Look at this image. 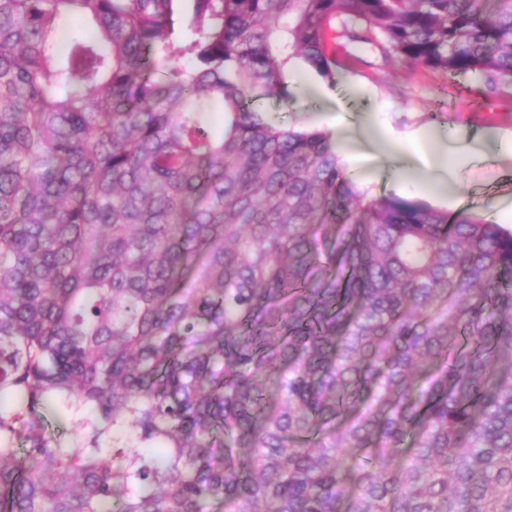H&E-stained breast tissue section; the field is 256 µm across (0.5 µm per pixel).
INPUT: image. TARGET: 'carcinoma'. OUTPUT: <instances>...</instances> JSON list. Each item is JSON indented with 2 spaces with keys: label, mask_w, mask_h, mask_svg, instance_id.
<instances>
[{
  "label": "carcinoma",
  "mask_w": 512,
  "mask_h": 512,
  "mask_svg": "<svg viewBox=\"0 0 512 512\" xmlns=\"http://www.w3.org/2000/svg\"><path fill=\"white\" fill-rule=\"evenodd\" d=\"M348 23L512 98V0H0V512H512V229L253 107Z\"/></svg>",
  "instance_id": "obj_1"
}]
</instances>
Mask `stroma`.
Returning <instances> with one entry per match:
<instances>
[{"label":"stroma","mask_w":512,"mask_h":512,"mask_svg":"<svg viewBox=\"0 0 512 512\" xmlns=\"http://www.w3.org/2000/svg\"><path fill=\"white\" fill-rule=\"evenodd\" d=\"M349 49L360 63L343 73L341 84L327 96L287 108L273 100L263 101L260 110L275 117L277 125L301 130L307 129L311 115L327 112L339 118H370L396 139L422 126H437L459 136L493 134L512 141V98L488 90L478 103L462 100L461 88L476 84V76L465 74L450 81L437 72L411 71L384 62L374 45L362 41L350 42ZM349 82L360 85L358 94L348 95L345 85ZM456 169L459 190L446 199L430 183L406 180L395 185L385 177L370 192L419 199L451 215L465 211L512 228V210L498 206L501 200H512V153L494 146L484 157L457 164Z\"/></svg>","instance_id":"stroma-1"}]
</instances>
